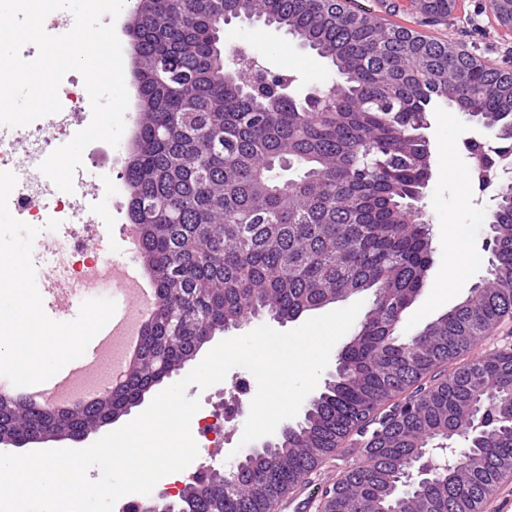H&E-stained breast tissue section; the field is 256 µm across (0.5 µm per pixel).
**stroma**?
<instances>
[{
	"instance_id": "obj_1",
	"label": "stroma",
	"mask_w": 512,
	"mask_h": 512,
	"mask_svg": "<svg viewBox=\"0 0 512 512\" xmlns=\"http://www.w3.org/2000/svg\"><path fill=\"white\" fill-rule=\"evenodd\" d=\"M354 8L372 13L383 23L415 30L428 38L448 41L476 51L481 60L496 67L512 68V27L503 26L490 7V0H454L447 23L432 24L417 10L414 0H354ZM256 22L235 19L225 24L221 38L225 51L236 46L249 45L259 64L271 73L285 76L292 88L310 91L321 86L329 67L314 51L302 48L284 31L268 26L263 38H256ZM136 105H129L125 116V130L117 148L111 149L109 165L112 181L105 184L96 177L97 169L90 161H83L86 174L83 190L89 202L99 212L108 214L112 224L101 237L109 253L121 246V235L129 228L127 216L128 190L122 173L128 160L135 133ZM425 131L430 141V179L419 207L424 221L431 229L434 263L428 272L429 280L445 279L452 283L451 292L442 300H435L430 289H423L415 303L403 314L401 334H410L451 309L469 294L470 288L485 274L488 253L487 219L495 205L494 189H479L473 178V160L466 148L467 141L494 143V136L485 128L447 105L439 103L428 114ZM456 245L472 258L465 269L448 264V247ZM248 370L236 367L225 380L208 389L190 386L188 397L198 399L200 415L221 414L224 402L236 394L237 379L248 377ZM244 428L243 420L224 425L221 447H208L199 442V454L191 463L190 474L184 483H191L192 471L224 469L231 461V453L239 444ZM356 446H347L342 453L324 461L307 479L299 493L306 508L304 512H321L322 490L331 485L336 476L356 460Z\"/></svg>"
}]
</instances>
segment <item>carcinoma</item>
<instances>
[{
    "instance_id": "obj_1",
    "label": "carcinoma",
    "mask_w": 512,
    "mask_h": 512,
    "mask_svg": "<svg viewBox=\"0 0 512 512\" xmlns=\"http://www.w3.org/2000/svg\"><path fill=\"white\" fill-rule=\"evenodd\" d=\"M432 23L452 0H416ZM512 26V0H491ZM245 18L283 29L325 59L336 79L316 97L232 68L221 33ZM140 123L124 180L141 259L159 303L124 384L59 418L0 395V436L66 439L112 424L250 318L294 321L366 293L369 307L339 369L303 420L266 457L203 473L179 493L183 512H271L323 461L358 437L361 455L321 496L322 512H480L512 475V349L460 359L512 317V181L487 222L486 275L462 302L409 336L403 313L433 264L429 228L412 216L430 178L416 134L433 103L512 131V70L459 46L389 26L347 0H132ZM474 177L492 184L502 153L468 146ZM296 177L281 181V164ZM465 442L448 469L407 473L420 449Z\"/></svg>"
}]
</instances>
